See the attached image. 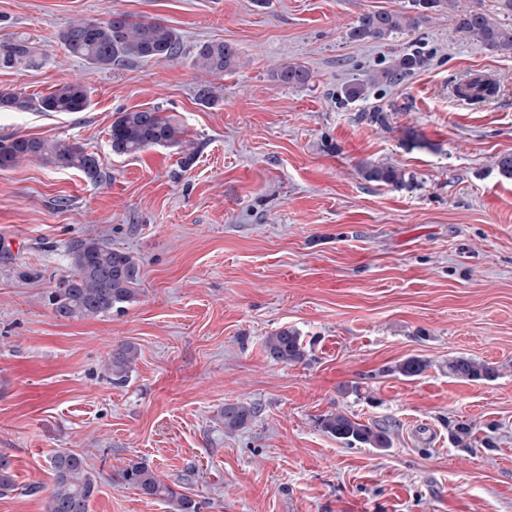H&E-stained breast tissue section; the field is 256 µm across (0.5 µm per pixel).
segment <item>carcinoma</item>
<instances>
[{
  "label": "carcinoma",
  "instance_id": "1",
  "mask_svg": "<svg viewBox=\"0 0 512 512\" xmlns=\"http://www.w3.org/2000/svg\"><path fill=\"white\" fill-rule=\"evenodd\" d=\"M454 8L456 31L479 47L502 55H512V23L501 22L497 15L477 7ZM425 19L397 11H376L360 15L349 31L355 41H386L413 29ZM67 51L85 62L102 68L122 66L132 60L173 61L181 54L178 32L156 21L134 20L114 11L104 21L89 19L68 25L60 35ZM35 48L25 40H14L0 48V67L10 68L35 61ZM239 58L237 49L222 41H207L197 47L192 65L204 72L222 74L233 69ZM421 65L416 54L393 60L390 66L371 75L368 83H356L343 89L345 101L365 96L367 85L400 83ZM279 83L292 86L308 84L311 74L303 66L287 63L273 74ZM90 106L89 91L82 82L70 81L55 87L48 95L33 100L20 93L0 90V107L19 111L83 112ZM109 142L112 153L130 156L144 149L177 146L192 158L193 143L185 140L184 129L173 117L155 108L117 113L112 122ZM38 158L58 168L76 170L91 180L101 175V160L85 148L65 139L44 140L14 136L0 140V168H10L22 160ZM365 179L390 185L404 183V173L389 165L366 164ZM70 273L59 278L50 289L48 300L54 314L64 319H95L130 303L138 294L141 279L140 261L133 254L113 248L97 238L81 239L69 247ZM264 350L268 359L285 364L299 363L306 351L299 333L281 328L266 337ZM138 357L137 348L122 343L112 349L107 370L111 379L128 378ZM429 363L410 358L395 367L406 378L423 374ZM448 376L464 381H490L497 370L488 363L464 354L448 357ZM256 415V408L244 403H228L221 412L222 425L228 431L244 427ZM322 429L348 447L387 449L391 447L389 431L378 423L357 421L342 411L320 419ZM52 487L45 500V512H91V501L98 483L89 472L84 457L67 448L55 451L49 460ZM115 484L133 487L141 494L162 501L167 512H199V505L188 494L164 482L148 465L131 462L112 478Z\"/></svg>",
  "mask_w": 512,
  "mask_h": 512
}]
</instances>
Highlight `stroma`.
I'll return each instance as SVG.
<instances>
[{"instance_id": "stroma-1", "label": "stroma", "mask_w": 512, "mask_h": 512, "mask_svg": "<svg viewBox=\"0 0 512 512\" xmlns=\"http://www.w3.org/2000/svg\"><path fill=\"white\" fill-rule=\"evenodd\" d=\"M175 28L174 62L91 67L60 40L71 23L112 11ZM416 13L413 0H0V43L26 39L32 65L0 68V90L31 98L66 81L90 90L83 112L0 108V138L82 145L102 176L33 159L0 169V454L16 488L0 512H44L48 460L59 448L96 472L91 512H167L114 486L143 461L183 486L200 512H512V56L455 30L447 10L386 42L354 41L358 17ZM236 45L234 70L195 69L199 44ZM423 63L399 84L368 87L403 54ZM311 79L274 81L280 65ZM482 70L493 98L453 88ZM210 86L212 103L199 100ZM175 116L196 154L110 149L117 113ZM383 111L387 125L370 115ZM431 142L409 148L404 128ZM403 171L401 186L360 168ZM94 236L134 253L136 301L89 320L55 316L47 292L70 271L72 242ZM296 329L306 357L267 359L264 341ZM134 344L127 380L112 383V348ZM494 366L459 381L448 358ZM429 363L406 378L395 366ZM253 405L225 430L226 403ZM342 411L390 431L392 445L350 448L324 432ZM427 423L431 438L416 439ZM471 434L459 440L455 426ZM274 79L279 83L292 86H304L308 84L311 74L303 66L287 63L281 66L273 74Z\"/></svg>"}]
</instances>
